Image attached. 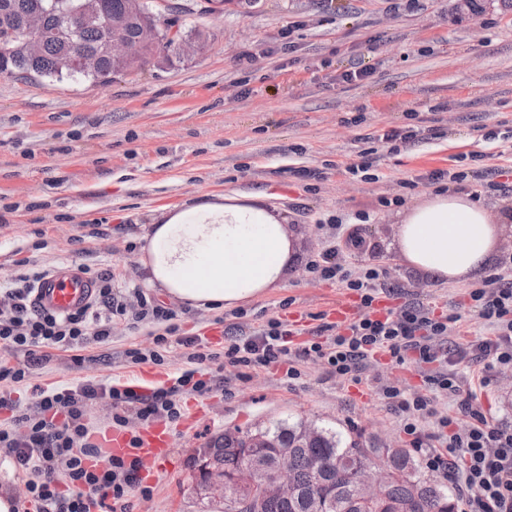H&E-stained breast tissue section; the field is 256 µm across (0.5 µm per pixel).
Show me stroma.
<instances>
[{
	"instance_id": "stroma-1",
	"label": "stroma",
	"mask_w": 512,
	"mask_h": 512,
	"mask_svg": "<svg viewBox=\"0 0 512 512\" xmlns=\"http://www.w3.org/2000/svg\"><path fill=\"white\" fill-rule=\"evenodd\" d=\"M181 2L191 9L183 30L204 35L194 56L124 71L104 86L0 78V279L69 262L112 270L122 291L160 299L139 263L144 227L191 199L260 191L299 235L297 264L283 287L243 308L174 305L180 335L215 344L232 323L249 334L275 318L310 330L317 315L335 317L337 301L357 294L312 279L305 264L323 250L329 219L351 223L361 212L371 248L348 260L385 269L391 307L416 299L459 317L463 341L484 333L469 292L498 273L512 238L484 273L442 285L398 256L395 212L435 191L430 173L448 169L464 173L458 189L478 192L492 216L512 204V176H499L512 173V11L499 0L463 19L455 0H227L220 13L205 12V0ZM408 128L416 141L380 140ZM159 331L119 322L109 342L84 349V361L54 350L27 381L0 383L27 406L37 388L92 381L154 390L194 367L206 375L210 391L180 395L169 455L142 469L127 512H194L184 493L193 451L227 429L305 420L409 451L437 430L426 415L408 434L375 393L394 381L419 390L414 362L380 358L356 383L315 359L198 366L192 348L177 344L159 365L126 358L128 348L152 347ZM291 367L298 378H288ZM488 376L476 404L512 424V367L494 365Z\"/></svg>"
}]
</instances>
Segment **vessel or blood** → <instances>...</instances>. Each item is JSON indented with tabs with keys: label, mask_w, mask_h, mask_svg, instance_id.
I'll list each match as a JSON object with an SVG mask.
<instances>
[{
	"label": "vessel or blood",
	"mask_w": 512,
	"mask_h": 512,
	"mask_svg": "<svg viewBox=\"0 0 512 512\" xmlns=\"http://www.w3.org/2000/svg\"><path fill=\"white\" fill-rule=\"evenodd\" d=\"M95 295V283L79 267L66 263L57 267L35 286L37 306L66 315L83 309ZM170 433L162 427L146 429L141 434L140 453L150 464L165 459Z\"/></svg>",
	"instance_id": "obj_1"
}]
</instances>
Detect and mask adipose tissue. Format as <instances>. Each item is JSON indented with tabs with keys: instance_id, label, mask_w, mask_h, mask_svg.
<instances>
[{
	"instance_id": "ef3b65f1",
	"label": "adipose tissue",
	"mask_w": 512,
	"mask_h": 512,
	"mask_svg": "<svg viewBox=\"0 0 512 512\" xmlns=\"http://www.w3.org/2000/svg\"><path fill=\"white\" fill-rule=\"evenodd\" d=\"M506 230L470 192L438 191L397 213L400 257L433 280L483 272ZM145 284L194 308L229 310L281 287L296 236L263 193L230 192L163 215L144 236Z\"/></svg>"
}]
</instances>
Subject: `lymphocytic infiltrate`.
Wrapping results in <instances>:
<instances>
[{
  "mask_svg": "<svg viewBox=\"0 0 512 512\" xmlns=\"http://www.w3.org/2000/svg\"><path fill=\"white\" fill-rule=\"evenodd\" d=\"M331 244L308 259L309 273L322 281L357 292L362 310L347 323L326 322L316 330V339L292 347L294 330L289 321L270 320L252 334L229 336L224 355L233 365L267 366L284 357L323 359L339 377L357 375L367 364L386 356L396 363L414 360L429 366L424 378L425 393L407 394L398 384L379 387V395L408 415L433 413L438 403L455 399L459 413L466 416L465 428L453 430V417L439 420V447L422 449L426 467L446 475L456 487L462 512H512V426L489 420L474 404V394H462L457 375L460 364L487 360L512 366V254L503 256L500 271L469 297L487 329L485 337L449 345L455 333L454 319L436 315L433 307L415 301L398 310L378 313L374 307L378 290L385 285L386 271L377 266H355L345 250L362 245L357 228L343 222L333 226ZM43 277L35 271L15 277L0 290V349L22 351L23 367H0V381L21 383L32 366L46 357L47 350L78 352L93 343L108 341L112 323L133 318L164 324L156 336L155 349L132 348V363H161V351L170 344L177 327L174 312L161 304L141 300L137 312L127 310L126 297L116 291L110 270L95 276L97 295L86 308L59 315L38 308L32 298L34 285ZM206 380L187 370L172 387L140 393L128 386L88 383L50 395H39L34 407H20L8 395H0V408L11 411L23 437L0 429V447L7 449L17 473L29 475V497L39 512H110L112 503L123 501L141 480L140 458H103L99 444L92 442L83 421L87 401H111L116 425H125L127 412L143 421L177 418V397L182 393H204ZM64 472L65 484L54 475Z\"/></svg>",
  "mask_w": 512,
  "mask_h": 512,
  "instance_id": "obj_1",
  "label": "lymphocytic infiltrate"
}]
</instances>
